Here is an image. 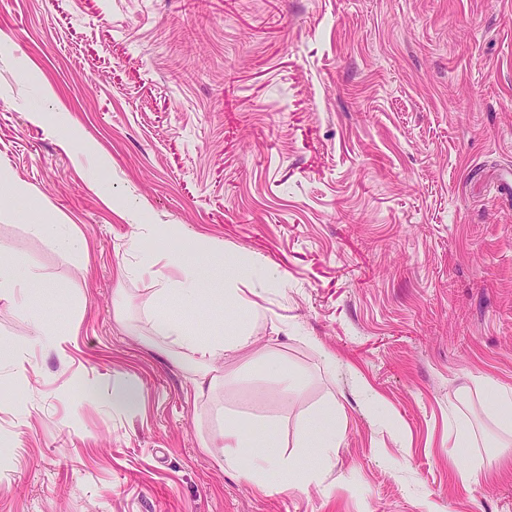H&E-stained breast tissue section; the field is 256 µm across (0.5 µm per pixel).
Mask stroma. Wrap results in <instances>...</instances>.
Segmentation results:
<instances>
[{"instance_id":"obj_1","label":"stroma","mask_w":512,"mask_h":512,"mask_svg":"<svg viewBox=\"0 0 512 512\" xmlns=\"http://www.w3.org/2000/svg\"><path fill=\"white\" fill-rule=\"evenodd\" d=\"M508 170L512 0H0V173L29 191L0 186V250L43 282L0 299V512H512V472L477 475L495 431L448 441L461 391L512 387ZM127 207L156 228L144 250L199 236L286 277L254 334L303 390L249 376L193 400L129 331L154 285L116 286ZM331 400L347 428L308 487L258 493L201 446L228 410L293 442ZM31 231L48 240L57 250L63 252L86 253L87 245L83 238L73 230L59 224H34Z\"/></svg>"}]
</instances>
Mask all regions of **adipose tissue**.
I'll return each mask as SVG.
<instances>
[{"instance_id":"obj_1","label":"adipose tissue","mask_w":512,"mask_h":512,"mask_svg":"<svg viewBox=\"0 0 512 512\" xmlns=\"http://www.w3.org/2000/svg\"><path fill=\"white\" fill-rule=\"evenodd\" d=\"M201 252L210 259L221 281L220 287L210 288L203 284L189 263L190 255ZM162 265L171 268V276H160L158 268ZM116 278L121 285L131 279L155 281L156 296L179 300L188 307L205 302L222 311L238 310V318L232 319L223 332L216 334L188 331L183 323L169 319L161 310L149 319L150 336L170 345L174 363L191 376L195 399L208 397L219 382L238 379V370L222 373L218 365L240 357L246 358L248 366L256 372L275 374L278 392L302 388L301 372L287 367L275 352L257 349L252 338L254 325L260 317L254 295L262 288L288 285L278 270L253 263L244 255L225 251L223 247L211 248L200 239L188 238L180 252L144 254L135 265H120ZM346 425V419L337 413L335 403H328L298 428L295 450L289 453L279 437L278 418H267L249 428L244 416L228 413L216 431L203 437L201 445L205 448L223 447L225 469L243 473L256 491H267L273 484L283 490L295 489L317 481L319 476L318 467L302 466V458L313 452L320 459L329 458L335 453Z\"/></svg>"}]
</instances>
